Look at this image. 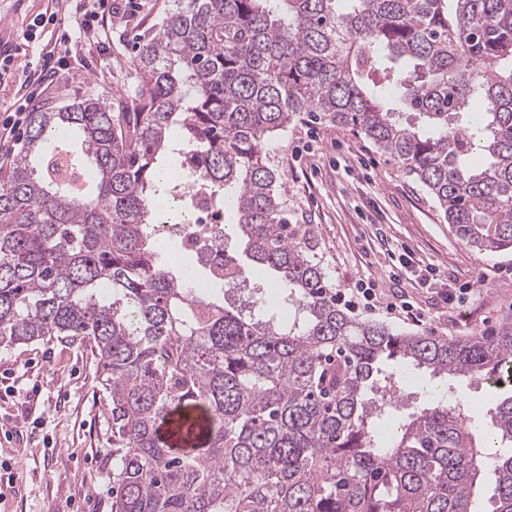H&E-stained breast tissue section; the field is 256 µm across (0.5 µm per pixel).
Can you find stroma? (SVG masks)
<instances>
[{
	"mask_svg": "<svg viewBox=\"0 0 512 512\" xmlns=\"http://www.w3.org/2000/svg\"><path fill=\"white\" fill-rule=\"evenodd\" d=\"M111 39L67 51L62 26L35 30L31 20L46 8L69 17L74 0H0V47L13 64L0 72V121L33 98L57 109L95 93L114 105L130 104L139 84L136 45L159 24L166 0H109ZM56 50V75L31 90L25 73L43 50ZM264 152L280 173L277 190L288 201L291 223L310 225L318 257L333 289L363 281L390 298H407L421 321L398 320L357 310L363 321L399 333L443 338L489 336L512 326V251L480 252L455 235L427 191L386 155L346 128L294 123L271 134ZM411 252L430 267L435 285L413 288L398 262ZM471 285L462 308L445 304V281ZM476 411L502 393L463 376L433 377L421 371L404 383L408 408L430 401L433 385ZM39 397L21 403L19 393ZM0 512H112V411L101 384L99 358L77 340L0 347Z\"/></svg>",
	"mask_w": 512,
	"mask_h": 512,
	"instance_id": "obj_1",
	"label": "stroma"
}]
</instances>
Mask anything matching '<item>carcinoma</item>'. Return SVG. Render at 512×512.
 Masks as SVG:
<instances>
[{
	"label": "carcinoma",
	"instance_id": "carcinoma-1",
	"mask_svg": "<svg viewBox=\"0 0 512 512\" xmlns=\"http://www.w3.org/2000/svg\"><path fill=\"white\" fill-rule=\"evenodd\" d=\"M135 62L133 111L37 108L0 171V346L78 337L99 356L112 512H479L487 480L489 512H512L511 396L486 434L441 397L379 435L401 398L386 362L500 382L512 327L459 340L349 316L262 152L305 118L347 127L459 239L512 250V0H172ZM175 141L224 204L212 245L228 224L244 244L221 276L162 248ZM252 266L275 301L242 294Z\"/></svg>",
	"mask_w": 512,
	"mask_h": 512
}]
</instances>
